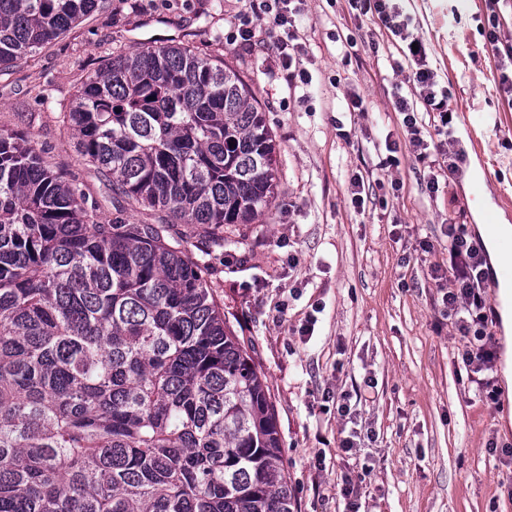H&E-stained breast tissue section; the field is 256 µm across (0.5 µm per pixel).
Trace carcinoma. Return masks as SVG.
Listing matches in <instances>:
<instances>
[{
	"label": "carcinoma",
	"instance_id": "obj_1",
	"mask_svg": "<svg viewBox=\"0 0 512 512\" xmlns=\"http://www.w3.org/2000/svg\"><path fill=\"white\" fill-rule=\"evenodd\" d=\"M108 6L0 0V67ZM66 119L100 191L149 220L99 223L0 129V512H298L269 388L193 254L275 207L264 113L174 40L112 56Z\"/></svg>",
	"mask_w": 512,
	"mask_h": 512
}]
</instances>
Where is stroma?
<instances>
[{"instance_id":"obj_1","label":"stroma","mask_w":512,"mask_h":512,"mask_svg":"<svg viewBox=\"0 0 512 512\" xmlns=\"http://www.w3.org/2000/svg\"><path fill=\"white\" fill-rule=\"evenodd\" d=\"M250 6L140 0L134 11L112 0L0 77V128L34 136L63 180L90 183L60 114L113 53L174 37L234 66L278 145V199L262 222L225 226V246L205 258L207 279L266 379L298 512H512V457L487 447L512 442V424L468 393L431 276L448 265L447 222L472 234L512 225V99L484 34L497 17L512 44V0H402L458 114L459 170L433 194L392 107L412 84L395 72L401 56L378 18L355 16L347 0H303L310 81L290 85L272 48L228 41ZM389 140L399 164L385 174ZM356 178L371 191L360 207ZM354 392L355 415H338L336 395ZM348 480L353 501L341 493Z\"/></svg>"}]
</instances>
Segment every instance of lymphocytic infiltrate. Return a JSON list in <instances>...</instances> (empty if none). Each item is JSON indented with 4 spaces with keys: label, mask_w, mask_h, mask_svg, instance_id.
<instances>
[{
    "label": "lymphocytic infiltrate",
    "mask_w": 512,
    "mask_h": 512,
    "mask_svg": "<svg viewBox=\"0 0 512 512\" xmlns=\"http://www.w3.org/2000/svg\"><path fill=\"white\" fill-rule=\"evenodd\" d=\"M360 15L373 14L383 27L400 40L408 38V23L399 5L392 0H349ZM267 16V31L284 68H291L299 51L296 43V18L300 6L293 0H262ZM409 71L415 86L414 98L395 94L394 111L403 116V127L415 161L423 167V180L429 192H437L439 181L455 173L456 154L443 136L453 121L448 91L440 87L437 74L427 61L425 48L412 53ZM429 113L425 124L420 113ZM444 234L448 239V282L440 286L437 304L448 317L460 337L457 356L464 364L468 378L479 397L489 405L498 401V389L492 372L497 360V347L489 329L491 307L488 303V262L482 243L469 234L465 225L449 224Z\"/></svg>",
    "instance_id": "1"
}]
</instances>
